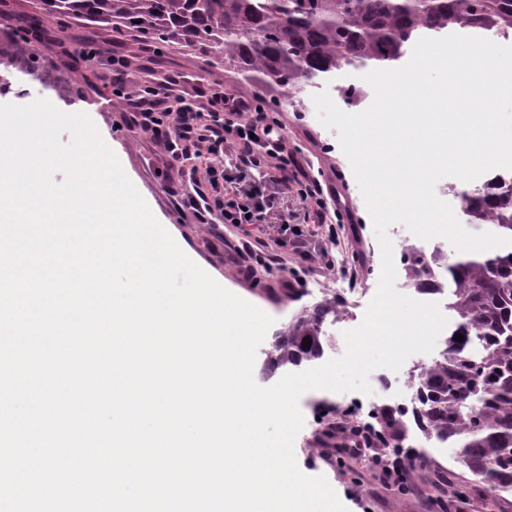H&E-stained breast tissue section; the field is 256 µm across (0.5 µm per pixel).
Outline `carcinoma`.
I'll use <instances>...</instances> for the list:
<instances>
[{
  "label": "carcinoma",
  "instance_id": "cac0c4a2",
  "mask_svg": "<svg viewBox=\"0 0 512 512\" xmlns=\"http://www.w3.org/2000/svg\"><path fill=\"white\" fill-rule=\"evenodd\" d=\"M49 20L60 29L105 27L119 42L185 46L255 86L272 111L299 112L292 91L329 82L345 68L395 67L421 34L512 31V0H33L27 11L0 9V44L12 47L0 56V77L20 68L48 89L72 91L35 52ZM463 204L467 223L512 239L511 185L490 182ZM405 261L413 288L438 263L419 253ZM443 262L448 307L464 340L449 337L444 362L416 376L417 422L461 449L462 472L452 484L457 500L503 501L512 493V250ZM338 313L336 299L324 298L293 316L275 334L269 370L286 372L322 358L323 325ZM375 420L396 441L410 436L412 420L400 407L376 408Z\"/></svg>",
  "mask_w": 512,
  "mask_h": 512
}]
</instances>
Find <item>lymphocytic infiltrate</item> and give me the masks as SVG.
<instances>
[{
  "label": "lymphocytic infiltrate",
  "mask_w": 512,
  "mask_h": 512,
  "mask_svg": "<svg viewBox=\"0 0 512 512\" xmlns=\"http://www.w3.org/2000/svg\"><path fill=\"white\" fill-rule=\"evenodd\" d=\"M151 94L166 100L167 105L159 114L140 113V129L164 132L170 168L183 169L185 161L191 158L200 161L198 167L189 169L197 184L195 193H186L179 183L169 186L168 192L177 206L189 207L202 224L216 211L223 214L225 223H246L248 216L262 212L272 201L271 196L248 182L252 172H260L281 193L294 192L311 203L313 231L329 243L317 260L325 266H334L330 246L339 238L337 225L344 206L342 196L335 188L323 186L313 163L300 151L288 149L282 121L272 117L259 98H243L219 89L206 103L189 104L177 98L169 86L152 88ZM213 156L227 158L231 171L242 180L238 201L226 199L220 175L209 162ZM285 230L281 224L276 234L246 236L243 248L251 265L269 271H288L289 284L298 285L302 282L301 275L288 268L282 238ZM356 435L357 453L381 473L386 485H399L415 461L413 451L396 447L371 422L359 423Z\"/></svg>",
  "instance_id": "obj_1"
}]
</instances>
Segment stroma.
Returning a JSON list of instances; mask_svg holds the SVG:
<instances>
[{
    "label": "stroma",
    "mask_w": 512,
    "mask_h": 512,
    "mask_svg": "<svg viewBox=\"0 0 512 512\" xmlns=\"http://www.w3.org/2000/svg\"><path fill=\"white\" fill-rule=\"evenodd\" d=\"M83 39L103 47L105 58L73 62L67 51ZM36 49L58 68L68 71L76 86L82 90L80 103L61 102V111H81L92 119L99 134L107 138L118 153L128 178L158 221L171 230L176 243L183 247L186 255L217 282L225 284L229 291L271 316L274 329H281L293 315L325 298L336 299L350 320L363 318L381 275V249L350 162L340 148L337 132L326 128L317 117L313 103L314 89L309 88L301 93L302 111L295 112L286 107L278 117L285 126L289 148L302 151L313 161L323 180L345 197L349 214L339 229L341 244L334 250L335 267L325 269L317 266L305 272L306 283L299 299L283 304L279 301L282 290L278 285L277 273L261 268L249 280L238 273L233 260V247L241 238L238 229L228 230L226 236L221 238L208 231L206 225L200 224L193 212H182L175 208L167 186L175 179L188 181V172L177 173L166 168L163 142L151 133L128 125L131 113L147 108L141 92L147 82L155 86L176 81L177 95L197 103L207 101L217 82L247 96L255 95V88L245 81L225 75L223 71L208 72L203 63L189 64L186 51L182 48H166L157 55L141 48L137 51V59H130L128 49L114 44L111 31L100 27L72 26L59 33L57 42H42L37 44ZM113 57L129 61L121 89L124 105L118 110L107 106L112 98L110 89L90 84L95 76L110 74L109 60ZM356 252L361 254L365 263L360 271L351 262V256ZM350 399V394L324 389L310 390L301 396L299 407L304 425L294 441L296 460L301 462L311 455L317 457V475L327 479L348 512H360L354 502L358 496L365 500L371 512H429L428 493L399 495L397 490L387 488L362 460H351L350 469L354 474L350 477L344 471L330 467L324 460L325 450L316 442L320 433L315 420L317 405L322 401L344 405Z\"/></svg>",
    "instance_id": "35a3bbf8"
}]
</instances>
